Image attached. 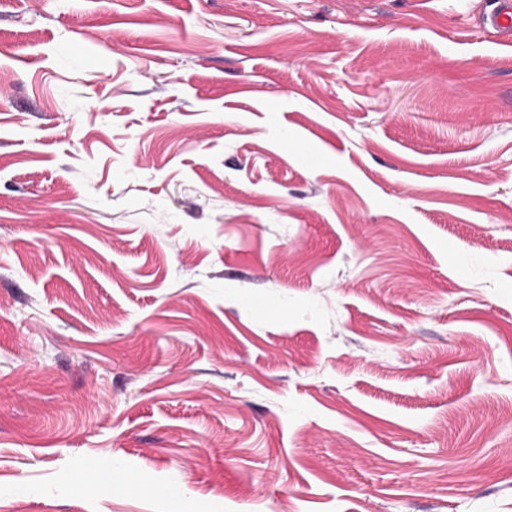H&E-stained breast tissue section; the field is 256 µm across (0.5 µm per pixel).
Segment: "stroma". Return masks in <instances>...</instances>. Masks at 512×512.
<instances>
[{
  "instance_id": "1",
  "label": "stroma",
  "mask_w": 512,
  "mask_h": 512,
  "mask_svg": "<svg viewBox=\"0 0 512 512\" xmlns=\"http://www.w3.org/2000/svg\"><path fill=\"white\" fill-rule=\"evenodd\" d=\"M490 9L0 0V512H512Z\"/></svg>"
}]
</instances>
